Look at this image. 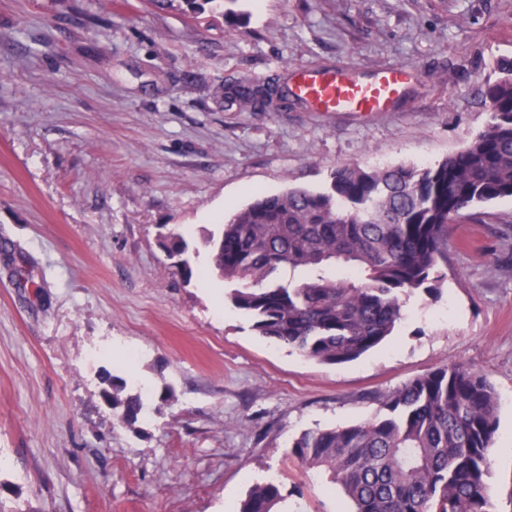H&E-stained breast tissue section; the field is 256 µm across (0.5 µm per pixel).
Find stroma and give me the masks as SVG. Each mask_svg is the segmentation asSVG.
I'll use <instances>...</instances> for the list:
<instances>
[{"label": "stroma", "instance_id": "obj_1", "mask_svg": "<svg viewBox=\"0 0 512 512\" xmlns=\"http://www.w3.org/2000/svg\"><path fill=\"white\" fill-rule=\"evenodd\" d=\"M236 24L177 0H0V501L22 512H239L276 479L292 512H343L292 454L444 365L499 396L487 481L512 512V198L457 219L447 278L402 296L393 336L324 365L254 331L218 277L184 279L162 227L203 242L259 195L322 190L340 164L429 165L489 119L512 0H240ZM401 65L386 112L297 100L238 111L239 81ZM144 385L118 424L103 371Z\"/></svg>", "mask_w": 512, "mask_h": 512}]
</instances>
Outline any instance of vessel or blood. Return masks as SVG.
I'll list each match as a JSON object with an SVG mask.
<instances>
[{"label": "vessel or blood", "instance_id": "b4317fda", "mask_svg": "<svg viewBox=\"0 0 512 512\" xmlns=\"http://www.w3.org/2000/svg\"><path fill=\"white\" fill-rule=\"evenodd\" d=\"M409 71L394 65L379 69L366 80L344 72L295 71L292 90L309 106L322 112H384L402 95Z\"/></svg>", "mask_w": 512, "mask_h": 512}]
</instances>
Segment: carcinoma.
I'll return each mask as SVG.
<instances>
[{
  "label": "carcinoma",
  "mask_w": 512,
  "mask_h": 512,
  "mask_svg": "<svg viewBox=\"0 0 512 512\" xmlns=\"http://www.w3.org/2000/svg\"><path fill=\"white\" fill-rule=\"evenodd\" d=\"M238 0H183L190 17L220 11L235 23ZM480 88L490 118L459 152L426 167L331 170L323 192L290 188L259 196L205 240L212 271L233 286L232 304L257 333L309 359L342 364L387 341L402 319L400 295L435 291L446 278L452 221L489 201L512 198V60ZM288 84L241 83L242 111L272 105ZM183 255L179 233L165 237ZM299 272L283 284L281 270ZM100 396L132 426L144 403L108 371ZM383 416L306 432L293 455L325 476L351 512H490L486 482L498 429V396L464 365L421 375L383 400ZM239 512H290L282 486H254Z\"/></svg>",
  "instance_id": "carcinoma-1"
}]
</instances>
